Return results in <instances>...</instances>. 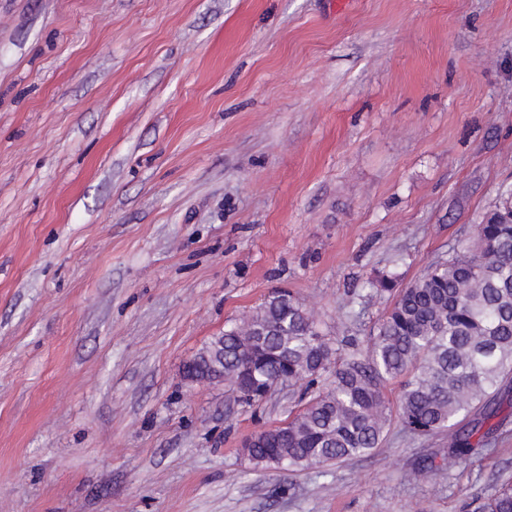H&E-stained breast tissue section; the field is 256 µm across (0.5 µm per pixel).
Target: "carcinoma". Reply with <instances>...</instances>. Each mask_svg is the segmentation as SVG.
Listing matches in <instances>:
<instances>
[{"label": "carcinoma", "mask_w": 512, "mask_h": 512, "mask_svg": "<svg viewBox=\"0 0 512 512\" xmlns=\"http://www.w3.org/2000/svg\"><path fill=\"white\" fill-rule=\"evenodd\" d=\"M372 286L396 299L364 355H342L286 291L195 354L199 372L229 383L238 401H263L284 385L308 398L286 426L258 432L243 449L251 464L296 472L371 453L394 415L383 387L402 375L400 428L424 438L448 431L459 466L512 418L511 193L479 225L474 252L437 262L398 290L388 276ZM476 512H512V481Z\"/></svg>", "instance_id": "cac0c4a2"}]
</instances>
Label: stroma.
<instances>
[{"label":"stroma","mask_w":512,"mask_h":512,"mask_svg":"<svg viewBox=\"0 0 512 512\" xmlns=\"http://www.w3.org/2000/svg\"><path fill=\"white\" fill-rule=\"evenodd\" d=\"M508 190L512 0H0V512H465L512 423L257 468L299 388L183 367L277 289L366 350Z\"/></svg>","instance_id":"obj_1"}]
</instances>
